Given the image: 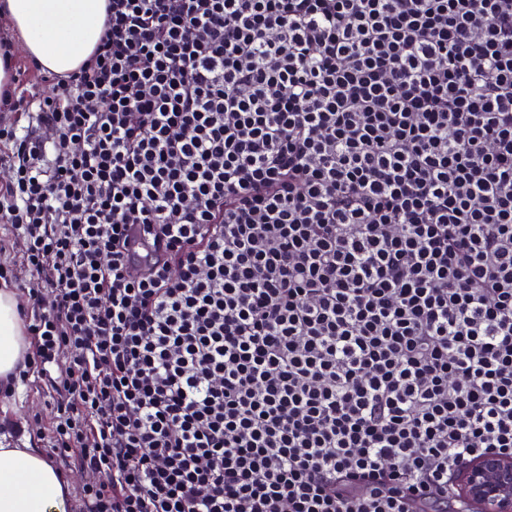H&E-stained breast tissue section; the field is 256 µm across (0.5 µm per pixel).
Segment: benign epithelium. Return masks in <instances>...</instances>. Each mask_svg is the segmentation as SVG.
Wrapping results in <instances>:
<instances>
[{
  "instance_id": "obj_1",
  "label": "benign epithelium",
  "mask_w": 512,
  "mask_h": 512,
  "mask_svg": "<svg viewBox=\"0 0 512 512\" xmlns=\"http://www.w3.org/2000/svg\"><path fill=\"white\" fill-rule=\"evenodd\" d=\"M460 491L486 512H512V459L485 456L462 469Z\"/></svg>"
}]
</instances>
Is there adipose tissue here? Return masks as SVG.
Instances as JSON below:
<instances>
[{"mask_svg": "<svg viewBox=\"0 0 512 512\" xmlns=\"http://www.w3.org/2000/svg\"><path fill=\"white\" fill-rule=\"evenodd\" d=\"M108 0H0L20 49L55 74L77 70L92 54ZM28 349L18 302L0 290V380L18 371ZM0 512H71L70 483L37 449L0 441Z\"/></svg>", "mask_w": 512, "mask_h": 512, "instance_id": "adipose-tissue-1", "label": "adipose tissue"}]
</instances>
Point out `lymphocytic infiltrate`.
<instances>
[{
  "label": "lymphocytic infiltrate",
  "instance_id": "lymphocytic-infiltrate-1",
  "mask_svg": "<svg viewBox=\"0 0 512 512\" xmlns=\"http://www.w3.org/2000/svg\"><path fill=\"white\" fill-rule=\"evenodd\" d=\"M0 88L15 384L82 512H467L512 457V0H109ZM460 491L483 503L484 512L512 511V459L485 456L462 469Z\"/></svg>",
  "mask_w": 512,
  "mask_h": 512
}]
</instances>
